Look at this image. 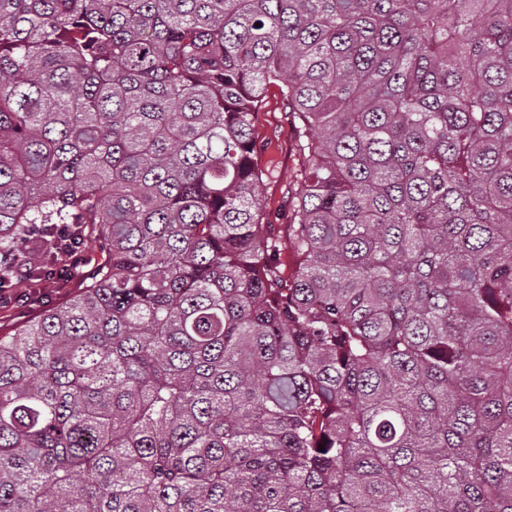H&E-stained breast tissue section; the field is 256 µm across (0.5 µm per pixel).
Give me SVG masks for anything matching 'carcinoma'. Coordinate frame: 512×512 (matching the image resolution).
I'll return each instance as SVG.
<instances>
[{
	"label": "carcinoma",
	"mask_w": 512,
	"mask_h": 512,
	"mask_svg": "<svg viewBox=\"0 0 512 512\" xmlns=\"http://www.w3.org/2000/svg\"><path fill=\"white\" fill-rule=\"evenodd\" d=\"M88 239L0 336V512H512V0H0V289ZM280 83L269 84L262 102L253 117L254 132L264 150L258 163L265 169L260 192L265 204V218L280 231V269L285 278H291L297 260L288 246V225L293 216V204L306 169L299 138L297 120L288 108V101L280 90ZM83 277L75 275L71 280L42 288L26 283L18 285L15 291H26L30 299L26 304L0 302V334H8L12 330L33 321L44 311L59 306L80 291Z\"/></svg>",
	"instance_id": "1"
}]
</instances>
